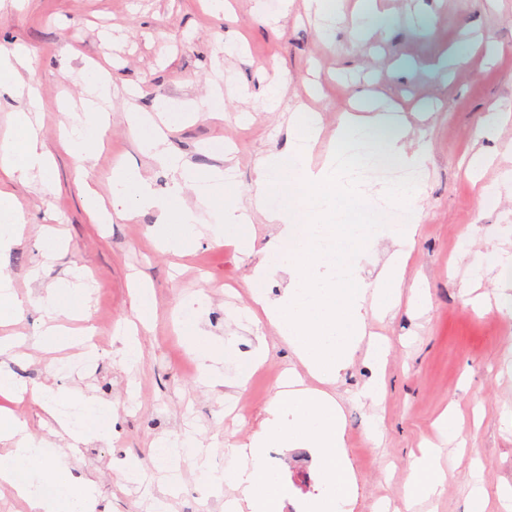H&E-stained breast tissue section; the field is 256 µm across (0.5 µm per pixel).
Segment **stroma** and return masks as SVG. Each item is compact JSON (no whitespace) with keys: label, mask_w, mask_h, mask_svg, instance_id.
Masks as SVG:
<instances>
[{"label":"stroma","mask_w":512,"mask_h":512,"mask_svg":"<svg viewBox=\"0 0 512 512\" xmlns=\"http://www.w3.org/2000/svg\"><path fill=\"white\" fill-rule=\"evenodd\" d=\"M229 2L230 11L217 14L210 0H0V46L19 41L31 50L22 78L40 86L43 109L31 120L54 161L48 189L36 177L0 176V193L14 196L36 227L0 252V272L28 302L23 319L0 326V336L20 335L27 345L1 364L19 378L48 385L43 403L67 392L76 403L91 397L111 406L112 437L88 439L68 458L70 476L94 477L95 512H146L142 490L122 486L117 476L133 463L163 470L164 462L149 453L153 440L193 434L211 463L224 466L225 442L249 440L292 366L272 325L229 317L253 305L246 283L256 255L213 240L200 226L186 249L172 252L158 242L154 211L98 224L84 208V193L90 188L109 195L118 167L135 168L155 191L166 192L172 175L141 153L127 109L134 104L149 110L160 98L197 99L217 73L223 77V111L186 114L170 124L168 143L200 169L233 170L232 193L242 200L252 193L259 162L290 142L288 106L304 103L320 118L311 159L317 169L335 146L344 110L359 98L379 97L389 106L386 126L408 127L414 146L428 155L426 196L405 280L423 278L429 303L422 313L403 303L370 322L371 332L390 344L380 443L370 435L374 409L358 397L371 367L356 359L334 387L357 479L355 512L401 507L413 456L424 439L436 438L433 423L451 403L464 422L458 438L445 445L450 477L442 495L416 512H467L475 463L487 490L485 512H505L498 489L512 485V432L501 423L512 413V356L506 353L512 316L496 302L503 294L512 298V288L501 290L496 272L486 274L477 292L491 304L477 312L462 280L470 262L464 253L469 234L477 236L475 250L488 256L489 234L496 225H512V189L480 201L466 171L472 152L494 153L501 142H512V112L495 127L487 125L500 104L512 103V0H379L383 27L361 42L352 37L358 0H346L347 23L327 37L304 0H295L292 12L274 25L260 21L253 0ZM90 65L111 77L117 95L108 106L107 134L80 158L62 146L60 130L80 115L78 74ZM278 83L285 89V107L264 111L260 92ZM46 228L62 236L58 257H45L39 248L37 232ZM74 265L86 272L87 312L100 353L93 369L65 373L59 364L70 350L40 349L37 329L45 313L33 300ZM143 291L153 296L156 321L140 330L142 357L128 369L121 362L126 339L115 326L135 319ZM192 317L212 335L235 337L241 359L266 338L268 357L248 372L236 398L245 418L225 417L223 388L200 381L183 331ZM43 403L27 399L11 409L30 433L61 447ZM476 404L482 407L477 418L471 412ZM265 460L288 488L280 512H299L300 503L318 491L311 453L270 448ZM232 493L228 487L223 496L211 495L203 477L189 469L171 497V512H224V499Z\"/></svg>","instance_id":"1"}]
</instances>
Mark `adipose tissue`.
I'll return each mask as SVG.
<instances>
[{
	"label": "adipose tissue",
	"instance_id": "1",
	"mask_svg": "<svg viewBox=\"0 0 512 512\" xmlns=\"http://www.w3.org/2000/svg\"><path fill=\"white\" fill-rule=\"evenodd\" d=\"M83 80L86 96L81 107L85 119L62 132L64 147L75 154L84 152L93 139L105 133L107 117L100 106L112 95L109 78L87 71ZM26 96L27 111L17 113L14 132L0 147V168L20 178L38 175L46 184L53 164L28 117L29 111L39 109L41 93L31 84ZM223 104V92L216 86L197 101L177 105L161 99L156 101L153 112L132 113L130 124L142 151L174 172L173 184L160 195L138 171L120 168L112 175L111 205H104L100 196L91 193L86 199L87 212L98 219L108 209L116 219L128 220L143 209L155 210L162 225V241L174 251L184 249L189 230L201 221L198 209L202 206L214 220L215 237L232 239L244 252L253 244V213L262 214L268 223L281 225L280 243L265 250L247 286L253 302L252 317L266 318L276 327L297 365L281 381L260 430L248 443L228 445L229 469L212 467L202 443L195 437H186L182 445L188 450L187 462L203 473L212 490L222 491L225 481H232L235 493L225 500V512H279L287 488L280 475L264 462L269 448H306L315 456L322 490L304 503L303 512H353L357 484L346 453L343 409L333 389L341 373L362 355L371 363L375 376L361 396L376 406L383 403L389 346L371 334L369 320L396 308L402 297H410L418 305L427 300L424 289L404 284L424 190L418 185L382 189L387 199L408 205L409 224L382 234L362 223L355 208L370 202L372 188L348 183L342 169L331 160L319 169L311 168L309 157L320 128L317 118L300 104L290 115L296 146L258 165L256 192L249 206H240L224 190L223 170L200 171L173 153L153 118L154 112L174 109L219 112ZM374 109V104L365 103L360 113H347L336 129L337 146L343 149L351 140L364 138L374 141L377 150L388 159L424 165V151L413 149L406 131L383 130L382 118ZM188 190L194 192L196 206L186 203L184 193ZM173 219L178 222L174 229L169 226ZM384 237L390 239L393 251L375 280L367 281L362 262ZM276 265L287 266L290 284L281 299L273 302L266 296L263 273ZM82 279L79 268H69L66 278L40 297L41 307L57 315L84 312ZM184 333L200 362L203 382L244 390V373L230 377L216 368L234 352L231 337L210 335L195 322L185 323ZM85 404L90 412L87 423L76 429L66 425L61 428L70 448L78 447L90 436L106 440L112 435L111 409L92 398L86 399ZM0 441L5 444L0 451V481L15 489L27 512H93L92 484H79L64 498L54 501L43 499L38 491L43 482L61 478L67 472V450H56L54 459H47L43 441L12 415H0ZM441 454L434 444H422L419 456L411 463L404 512H413L420 501L442 494L449 474Z\"/></svg>",
	"mask_w": 512,
	"mask_h": 512
}]
</instances>
